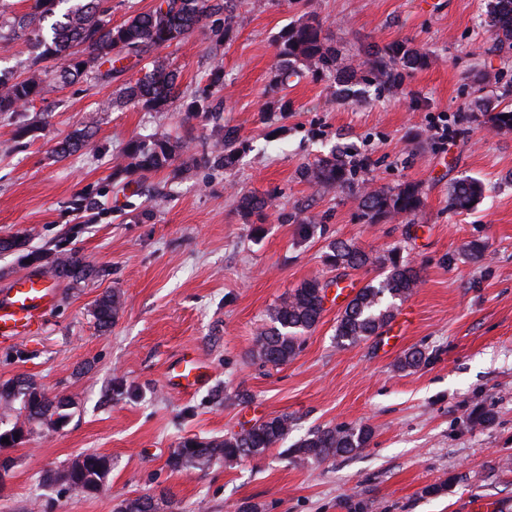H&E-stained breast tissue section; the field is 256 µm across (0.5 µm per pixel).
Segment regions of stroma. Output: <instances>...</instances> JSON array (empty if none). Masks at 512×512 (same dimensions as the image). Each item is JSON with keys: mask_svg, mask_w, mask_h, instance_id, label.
I'll return each mask as SVG.
<instances>
[{"mask_svg": "<svg viewBox=\"0 0 512 512\" xmlns=\"http://www.w3.org/2000/svg\"><path fill=\"white\" fill-rule=\"evenodd\" d=\"M488 0H244L222 45L208 28L159 49L184 92L202 83L211 61L224 68V125L243 147L228 169L173 164L140 179L114 159L139 134L191 139L194 153L223 154L179 108L148 112L119 102L120 83L50 84L12 136L0 122V236H27L45 253L67 246L97 277L61 281L59 301L20 342L0 345V383L26 378L70 397L55 432L25 435L0 448L15 464L0 487V512H116L121 500L164 499L163 512H512V131L489 111L512 102V50L495 51ZM316 14L354 71L337 96L333 79L305 76L282 88L288 114H266L275 41ZM407 40L425 49L426 68L384 89L366 85L359 50ZM111 102L101 110L102 102ZM93 123L89 148L60 159L58 142ZM350 155L352 185L325 188L302 169L336 149ZM486 187L472 210L448 204L450 185ZM419 187L415 216L369 223L361 188ZM244 194L275 195L263 215L241 210ZM94 212H75L76 198ZM347 241L374 260L399 250L420 282L398 308L401 336L340 346L334 301L281 366L252 355L269 313L310 279L363 286L379 268L335 269L330 245ZM484 256L467 257L470 241ZM117 291L122 310L99 330L95 299ZM427 361L397 363L412 348ZM185 351L208 367L207 383L172 390V363ZM247 390L248 403L233 396ZM476 411L491 412L487 427ZM288 415L289 442L325 426L367 424L370 443L313 465L291 463L284 446L205 471L177 470L173 451L188 438H224ZM110 456L106 494L86 498L43 483V471L76 455ZM446 483L442 493L430 486Z\"/></svg>", "mask_w": 512, "mask_h": 512, "instance_id": "1", "label": "stroma"}]
</instances>
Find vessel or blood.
Wrapping results in <instances>:
<instances>
[{"mask_svg":"<svg viewBox=\"0 0 512 512\" xmlns=\"http://www.w3.org/2000/svg\"><path fill=\"white\" fill-rule=\"evenodd\" d=\"M58 300L53 282L39 275L17 278L6 292L0 293V344L19 342L37 327ZM173 386L191 392L207 381V375L195 359L182 358L171 378Z\"/></svg>","mask_w":512,"mask_h":512,"instance_id":"b4317fda","label":"vessel or blood"}]
</instances>
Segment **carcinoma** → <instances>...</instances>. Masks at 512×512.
<instances>
[{"label":"carcinoma","mask_w":512,"mask_h":512,"mask_svg":"<svg viewBox=\"0 0 512 512\" xmlns=\"http://www.w3.org/2000/svg\"><path fill=\"white\" fill-rule=\"evenodd\" d=\"M239 0H161L151 11L138 13L125 23L110 27L100 15L96 0H33L30 12L19 18H6L7 4L0 0V48L10 40L16 29L27 30L34 37L40 53L37 60H62L55 72L35 69L22 79H0V118L14 120L13 133L21 138L33 130V124L24 120L28 107L40 98L44 82H66L81 78L88 71L97 79L117 80L138 62L151 60L152 69L135 82L124 83L123 98L136 103L148 112H167L180 103L184 121L203 117L211 125V133L224 140V154L213 158H196L209 166L225 169L235 163L239 152V137L220 123V113L213 111V98L224 87V69L212 65L204 75L205 86L189 97L177 89L176 72L170 66L152 59L161 47L181 45L202 21L212 18L217 27L211 29L215 43L220 45L229 37L237 18ZM488 26L501 42L512 40V0H490ZM277 64L273 83L285 85L291 77L305 69L311 74L334 72L340 50L325 34L324 25L311 16L308 20L286 28L276 39ZM428 54L407 41H396L383 48L363 53V81L368 85L393 86L403 76L427 67ZM491 123L499 130H512V105L495 111ZM92 127L87 126L61 142L54 153L65 158L89 146ZM177 146L165 137H137L130 140L116 163V167L137 172L142 176L168 167L175 158ZM302 175L324 187L343 186L350 182L352 169L338 153L304 167ZM484 185L471 178L454 182L448 201L456 210H469L484 196ZM240 207L248 214L262 212L274 206L270 197L243 195ZM365 217L371 223L386 219L409 217L416 214L423 201L419 188L412 183L389 190L365 189L361 193ZM329 260L338 268H358L370 263L369 256L357 247L343 241L331 245ZM382 277L371 280L360 288L336 320V339L343 345L367 341L379 334L390 323L397 311V303L407 299L419 283V273L400 252L392 249L380 258ZM58 279L83 281L100 274V270L86 264L74 249L63 250L48 267ZM329 282L317 279L303 282L286 299L275 306L272 326L257 336L253 357L265 364L284 365L293 358L302 344L305 333L320 321L323 307V289ZM120 296L109 293L94 305L95 319L102 330L112 327L120 310ZM426 361L425 353L412 349L398 362L406 371L420 367ZM0 397L21 400L19 415L23 421H12L8 414L0 416V426L11 428L0 431V448L18 444L23 424L57 426L66 417L63 410L70 406L66 396H49L30 380L17 379L0 384ZM292 429V420L286 415L270 417L255 424L242 436L235 434L221 440L201 441L188 438L182 441L172 456L177 469L204 470L217 460L233 462L263 455L283 443ZM373 430L368 425H340L318 428L296 441L287 449L290 457L320 464L330 458L345 456L365 447ZM9 438V443L1 442ZM112 470V459L97 452H85L61 469H48L43 480L47 485L61 484L81 496L97 497L106 490V479ZM117 512H157V503L147 496L124 500Z\"/></svg>","instance_id":"carcinoma-1"}]
</instances>
